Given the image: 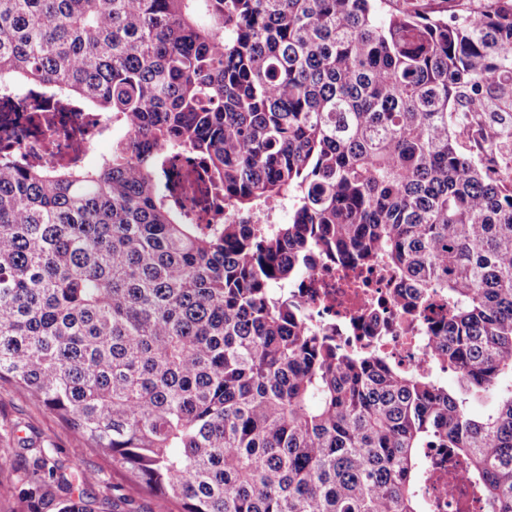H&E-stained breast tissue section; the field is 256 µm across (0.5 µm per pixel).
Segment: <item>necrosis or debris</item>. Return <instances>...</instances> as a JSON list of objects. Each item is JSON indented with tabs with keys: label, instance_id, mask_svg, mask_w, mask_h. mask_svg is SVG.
Instances as JSON below:
<instances>
[{
	"label": "necrosis or debris",
	"instance_id": "necrosis-or-debris-1",
	"mask_svg": "<svg viewBox=\"0 0 512 512\" xmlns=\"http://www.w3.org/2000/svg\"><path fill=\"white\" fill-rule=\"evenodd\" d=\"M103 125L101 113L0 82V141L18 147L27 163L65 164L85 158ZM294 294L310 324L335 327L346 344L378 349L403 369L432 374L448 369L426 334L429 322L448 315L442 299H433L421 311L416 327H407L399 318L385 272L334 262L312 265Z\"/></svg>",
	"mask_w": 512,
	"mask_h": 512
}]
</instances>
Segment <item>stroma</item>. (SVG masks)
I'll return each mask as SVG.
<instances>
[{"label": "stroma", "mask_w": 512, "mask_h": 512, "mask_svg": "<svg viewBox=\"0 0 512 512\" xmlns=\"http://www.w3.org/2000/svg\"><path fill=\"white\" fill-rule=\"evenodd\" d=\"M0 438L30 441L35 447L46 449L53 460L63 465H80L91 477L94 512H179L178 503L171 500L129 496V475L125 470L86 448L53 414L3 382H0Z\"/></svg>", "instance_id": "stroma-1"}]
</instances>
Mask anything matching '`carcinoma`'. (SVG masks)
<instances>
[{"label": "carcinoma", "mask_w": 512, "mask_h": 512, "mask_svg": "<svg viewBox=\"0 0 512 512\" xmlns=\"http://www.w3.org/2000/svg\"><path fill=\"white\" fill-rule=\"evenodd\" d=\"M448 2L0 0V76L123 132L94 169L0 162V381L181 512H424L457 464L512 512V0ZM182 151L251 223L175 206ZM311 253L448 301L457 387L308 326ZM27 450L38 512H90Z\"/></svg>", "instance_id": "cac0c4a2"}]
</instances>
